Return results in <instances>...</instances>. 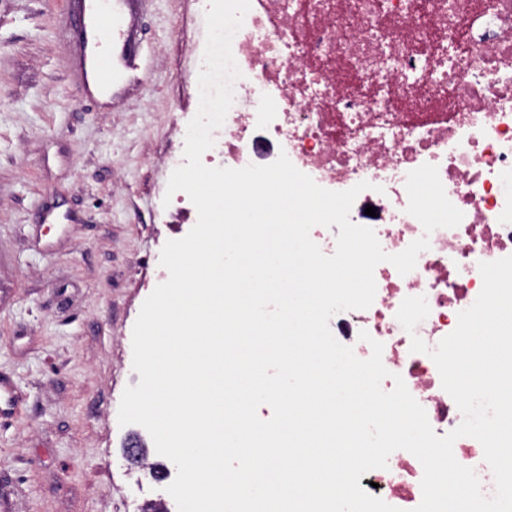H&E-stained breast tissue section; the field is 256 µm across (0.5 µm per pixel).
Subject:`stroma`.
I'll return each mask as SVG.
<instances>
[{
  "mask_svg": "<svg viewBox=\"0 0 512 512\" xmlns=\"http://www.w3.org/2000/svg\"><path fill=\"white\" fill-rule=\"evenodd\" d=\"M137 64L108 101L83 73L71 0H0V375L21 397L0 419V502L12 512H132L164 498L175 465L120 425L132 333L153 277L161 158L193 111L184 40L193 0H136ZM139 437L154 479L131 464Z\"/></svg>",
  "mask_w": 512,
  "mask_h": 512,
  "instance_id": "1",
  "label": "stroma"
}]
</instances>
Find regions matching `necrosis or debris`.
<instances>
[{
    "mask_svg": "<svg viewBox=\"0 0 512 512\" xmlns=\"http://www.w3.org/2000/svg\"><path fill=\"white\" fill-rule=\"evenodd\" d=\"M232 54L241 77L213 133L224 167L268 165L283 153L325 189L370 182L351 207L354 224L372 228L390 254L428 237L413 271L378 264L373 304L335 314L329 327L361 359L372 353L361 332L381 342L383 390L401 375L435 434L446 435L463 416L433 360L410 345L416 336L437 347L478 297L480 263L512 256V0H251ZM424 164L437 167L463 212L457 227L428 234L407 213V175ZM409 296L430 309L411 333L396 318ZM453 452L493 496L480 442L460 438ZM423 473L398 450L359 485L414 512Z\"/></svg>",
    "mask_w": 512,
    "mask_h": 512,
    "instance_id": "1",
    "label": "necrosis or debris"
}]
</instances>
